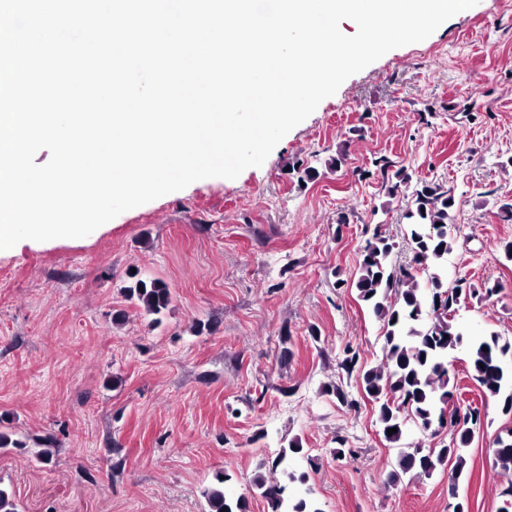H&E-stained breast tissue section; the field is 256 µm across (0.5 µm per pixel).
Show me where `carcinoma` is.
Instances as JSON below:
<instances>
[{
	"label": "carcinoma",
	"mask_w": 512,
	"mask_h": 512,
	"mask_svg": "<svg viewBox=\"0 0 512 512\" xmlns=\"http://www.w3.org/2000/svg\"><path fill=\"white\" fill-rule=\"evenodd\" d=\"M453 206V197L439 186L412 190L403 234V244L412 253L408 266L391 263L396 243L381 234L363 247L355 286L383 324L386 362L382 367H362L359 352L348 345L339 366L348 374H359L366 398L377 404L383 430L397 429L385 435L388 441H399L411 424L433 437L443 428L453 429L455 438L449 444L400 449L389 482L396 483L407 474L428 477L448 466V491L454 497L465 474L464 449L480 431L482 417L479 408L469 404L462 409L463 420L444 419L445 406L454 401L448 389V355L467 345L470 378L485 397L499 403L503 414L512 416V365L507 362L512 344L500 341L497 334L468 339L458 325L461 301L478 290L464 277L450 282L445 275L453 243ZM128 294L154 315L162 314L171 303L170 288L157 279L135 281ZM301 452L299 444L293 443L272 461V470L282 469L283 479L268 482L259 476L254 480L271 512H323L307 486L308 475L288 468V457ZM492 455L503 473H512V429L494 438ZM226 480L225 473L216 486L203 491L209 512H247L245 498L234 500L224 494Z\"/></svg>",
	"instance_id": "carcinoma-1"
}]
</instances>
